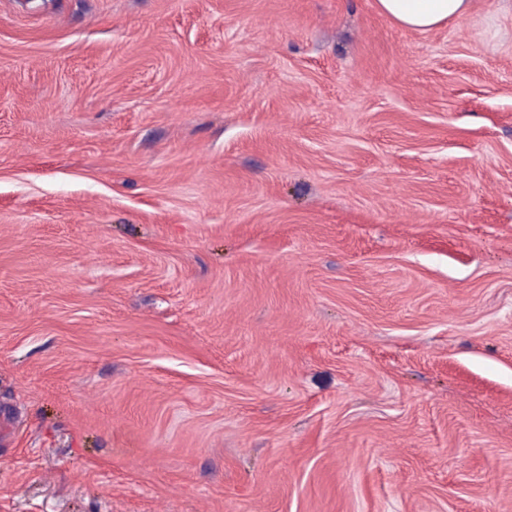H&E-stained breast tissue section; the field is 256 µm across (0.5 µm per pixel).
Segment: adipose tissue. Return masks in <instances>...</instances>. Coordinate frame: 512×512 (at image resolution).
Instances as JSON below:
<instances>
[{
  "instance_id": "adipose-tissue-1",
  "label": "adipose tissue",
  "mask_w": 512,
  "mask_h": 512,
  "mask_svg": "<svg viewBox=\"0 0 512 512\" xmlns=\"http://www.w3.org/2000/svg\"><path fill=\"white\" fill-rule=\"evenodd\" d=\"M380 12L398 26L413 31H430L451 19L463 18L471 0H377Z\"/></svg>"
}]
</instances>
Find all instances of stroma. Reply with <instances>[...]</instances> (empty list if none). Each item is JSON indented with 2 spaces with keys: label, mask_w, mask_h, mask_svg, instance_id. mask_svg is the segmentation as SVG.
Here are the masks:
<instances>
[{
  "label": "stroma",
  "mask_w": 512,
  "mask_h": 512,
  "mask_svg": "<svg viewBox=\"0 0 512 512\" xmlns=\"http://www.w3.org/2000/svg\"><path fill=\"white\" fill-rule=\"evenodd\" d=\"M0 512H512V0H0ZM380 12L398 26L413 31H430L450 19L463 18L471 0H377Z\"/></svg>",
  "instance_id": "35a3bbf8"
}]
</instances>
